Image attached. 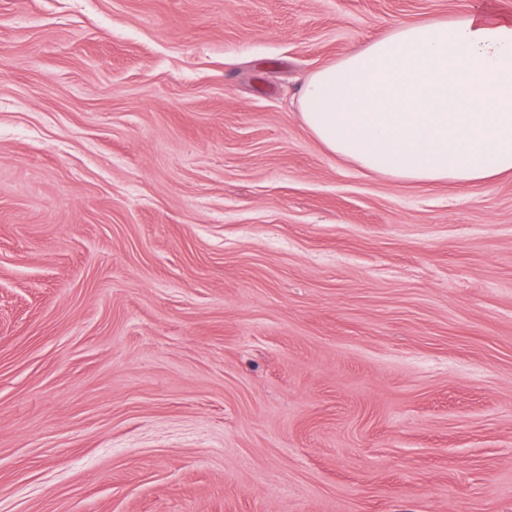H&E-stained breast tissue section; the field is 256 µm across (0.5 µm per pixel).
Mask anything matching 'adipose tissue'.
<instances>
[{
	"label": "adipose tissue",
	"instance_id": "ef3b65f1",
	"mask_svg": "<svg viewBox=\"0 0 512 512\" xmlns=\"http://www.w3.org/2000/svg\"><path fill=\"white\" fill-rule=\"evenodd\" d=\"M298 110L329 152L396 181L512 173V20L397 25L309 74Z\"/></svg>",
	"mask_w": 512,
	"mask_h": 512
}]
</instances>
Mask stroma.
Returning <instances> with one entry per match:
<instances>
[{
  "instance_id": "1",
  "label": "stroma",
  "mask_w": 512,
  "mask_h": 512,
  "mask_svg": "<svg viewBox=\"0 0 512 512\" xmlns=\"http://www.w3.org/2000/svg\"><path fill=\"white\" fill-rule=\"evenodd\" d=\"M512 0H0V512H512V175L395 182L303 79Z\"/></svg>"
}]
</instances>
